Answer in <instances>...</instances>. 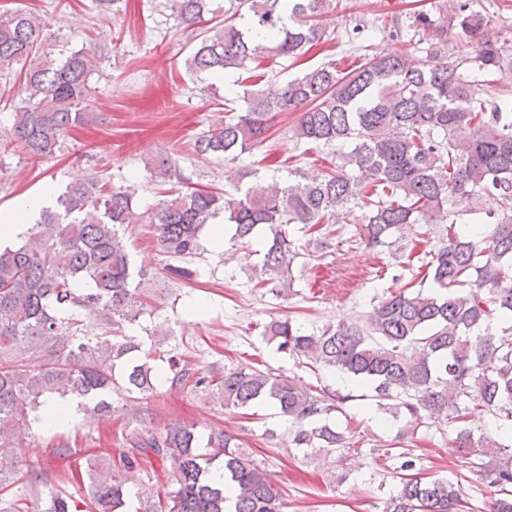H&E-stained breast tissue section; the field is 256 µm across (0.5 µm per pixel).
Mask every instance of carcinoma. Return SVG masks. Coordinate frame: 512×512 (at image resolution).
<instances>
[{"label":"carcinoma","mask_w":512,"mask_h":512,"mask_svg":"<svg viewBox=\"0 0 512 512\" xmlns=\"http://www.w3.org/2000/svg\"><path fill=\"white\" fill-rule=\"evenodd\" d=\"M236 0L221 22L201 32L186 68L218 79L248 72L239 111L228 110L193 143L205 157L230 165L224 192L172 193L145 211L158 250L178 259L203 249L201 232L218 217L234 226L231 240L248 249L266 234L258 286L284 295L291 287L296 250L287 227L311 236L336 235L371 248L390 241L427 242L428 224L448 223L447 240L424 253L421 278L392 284L354 322L308 333L292 318L270 321L267 341L280 352L308 360L365 384L377 409L408 425L434 416L448 424L470 468L499 488L491 512H512V60L504 34L468 3L447 20L415 11L393 20L426 45L425 55H369L376 25L357 24L349 41L363 63L343 71L332 60L271 89L257 70L266 59L297 58L326 43L319 18L330 0H243L247 24L234 22ZM181 23L194 26L221 11L213 0H165ZM48 24L30 11L0 16V75L23 77L28 97L14 108L10 143L35 159H49L65 134L89 116V77L99 58L61 45L45 48ZM477 38L475 58L443 54L455 30ZM299 117L288 128L298 143L336 153L321 178L285 185L237 167L259 148L282 112ZM165 183L177 175L168 155L151 163ZM473 199L483 215L459 225L452 198ZM134 216L132 194L86 182L69 185L56 209L42 212L24 242L0 248V490L31 483L17 448L39 421L45 400L92 399L112 414V391L134 405L140 430L132 432L120 467L89 471V504L48 477L46 512H281L283 496L268 471L236 442L214 431L201 441L195 429L169 423L153 429L158 396L152 352L131 334L147 303L164 298V286L134 266L123 226ZM98 316L102 332L85 334L84 318ZM40 355L31 370L26 359ZM171 384L213 396L226 409L264 401L288 418L297 448L345 447V432L326 416L353 395H321L291 376L237 366L198 376L169 358ZM496 429L479 434L475 413ZM171 457L177 466L164 492L125 473ZM214 469L226 482H211ZM384 512H473L459 485L447 479H401Z\"/></svg>","instance_id":"carcinoma-1"}]
</instances>
